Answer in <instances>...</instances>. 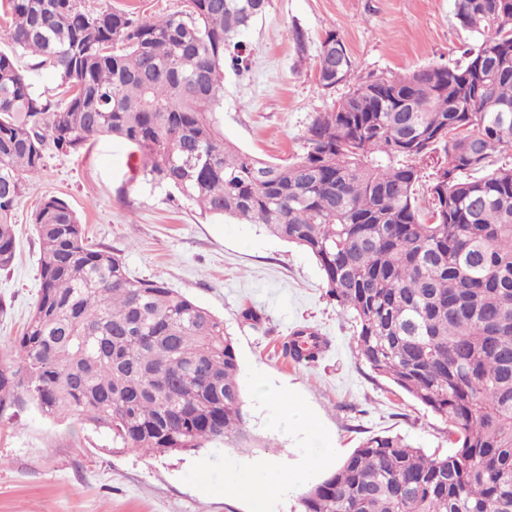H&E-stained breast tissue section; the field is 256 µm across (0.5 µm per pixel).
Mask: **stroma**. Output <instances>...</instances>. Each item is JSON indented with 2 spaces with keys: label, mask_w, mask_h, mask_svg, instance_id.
<instances>
[{
  "label": "stroma",
  "mask_w": 512,
  "mask_h": 512,
  "mask_svg": "<svg viewBox=\"0 0 512 512\" xmlns=\"http://www.w3.org/2000/svg\"><path fill=\"white\" fill-rule=\"evenodd\" d=\"M161 18L182 0H85ZM454 0H269L245 39L249 66L225 68L224 99L214 118L224 136L264 159L304 152L316 113L343 98L348 86L324 90L314 57L298 62L293 39L303 30L317 49L339 27L357 76L391 75L456 64L470 44ZM126 143L103 139L79 152L54 154L34 189L13 211L16 259L0 271V347L19 336L40 288L39 242L31 224L45 195L66 200L91 244L120 255L130 274L177 289L223 319L240 366L249 429L264 447L242 452L210 443L170 455L115 454L108 438L80 418L52 419L27 408L0 421V512H301L300 499L361 442L397 435L426 454H449L448 423L374 373L351 347L354 325L327 296L315 259L263 225L201 214L175 189L144 177ZM255 308L259 321L241 316ZM315 327L328 346L309 366L293 365L281 344L296 325ZM262 373L273 388L314 416L316 432L274 408L252 386ZM252 464L265 484L266 463L283 465L292 485L265 498L234 493L233 470Z\"/></svg>",
  "instance_id": "1"
}]
</instances>
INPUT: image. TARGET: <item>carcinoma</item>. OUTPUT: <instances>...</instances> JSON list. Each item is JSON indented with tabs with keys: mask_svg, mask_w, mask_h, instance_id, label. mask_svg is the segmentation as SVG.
<instances>
[{
	"mask_svg": "<svg viewBox=\"0 0 512 512\" xmlns=\"http://www.w3.org/2000/svg\"><path fill=\"white\" fill-rule=\"evenodd\" d=\"M81 2L0 0V270L15 259L12 211L47 155L120 140L202 213L262 224L312 255L356 323L357 357L448 421L454 452L369 437L303 493L302 512H512V160L496 158L512 148V0H454L472 38L464 61L400 75L355 78L340 32L326 31L318 83L351 89L282 162L242 150L212 118L224 64L248 66L244 38L268 0H184L156 20ZM19 52L67 97L36 93ZM440 150L424 205L417 161ZM32 223L40 288L0 353V418L28 404L76 415L114 453L262 446L224 320L132 277L63 199L42 197ZM324 348L302 324L282 354L309 364Z\"/></svg>",
	"mask_w": 512,
	"mask_h": 512,
	"instance_id": "cac0c4a2",
	"label": "carcinoma"
}]
</instances>
